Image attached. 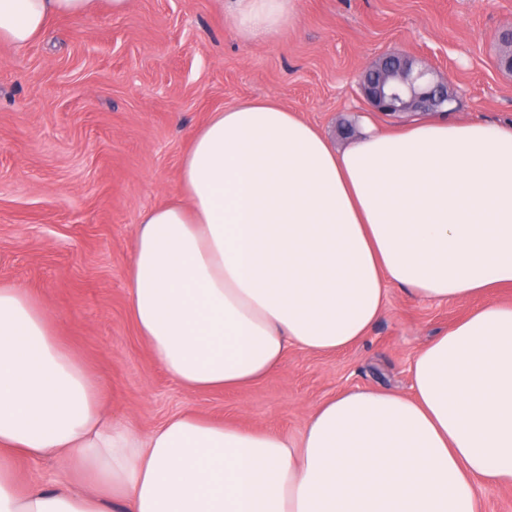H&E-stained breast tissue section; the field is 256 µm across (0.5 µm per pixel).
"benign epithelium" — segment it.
Wrapping results in <instances>:
<instances>
[{
  "mask_svg": "<svg viewBox=\"0 0 512 512\" xmlns=\"http://www.w3.org/2000/svg\"><path fill=\"white\" fill-rule=\"evenodd\" d=\"M359 81L371 107L388 115L435 111L456 102L448 79L415 56L382 57L361 71Z\"/></svg>",
  "mask_w": 512,
  "mask_h": 512,
  "instance_id": "benign-epithelium-1",
  "label": "benign epithelium"
}]
</instances>
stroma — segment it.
I'll use <instances>...</instances> for the list:
<instances>
[{
  "label": "stroma",
  "mask_w": 512,
  "mask_h": 512,
  "mask_svg": "<svg viewBox=\"0 0 512 512\" xmlns=\"http://www.w3.org/2000/svg\"><path fill=\"white\" fill-rule=\"evenodd\" d=\"M301 22L244 40L219 0H131L53 20L0 44V287L38 298L57 338L100 381L113 417L148 431L179 413L296 435L310 411L356 387L409 393L410 364L473 302L390 287L358 344L290 349L243 389L190 392L151 360L128 312V269L144 212L174 199L190 139L212 112L274 97L345 147V126L396 131L357 75L386 54L425 59L456 89L450 121L512 126V73L497 64L512 0H299Z\"/></svg>",
  "instance_id": "1"
}]
</instances>
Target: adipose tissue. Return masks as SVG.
I'll use <instances>...</instances> for the list:
<instances>
[{
    "label": "adipose tissue",
    "instance_id": "1",
    "mask_svg": "<svg viewBox=\"0 0 512 512\" xmlns=\"http://www.w3.org/2000/svg\"><path fill=\"white\" fill-rule=\"evenodd\" d=\"M99 0H0L22 48ZM240 35L300 21L298 0H229ZM180 201L146 211L129 310L150 356L192 391L263 380L289 348L362 340L396 284L480 304L416 355L412 392L357 388L300 437L180 414L143 433L112 419L45 307L0 287V512H478L512 484V128L417 121L345 148L277 100L214 112ZM17 458L59 464L21 485Z\"/></svg>",
    "mask_w": 512,
    "mask_h": 512
}]
</instances>
